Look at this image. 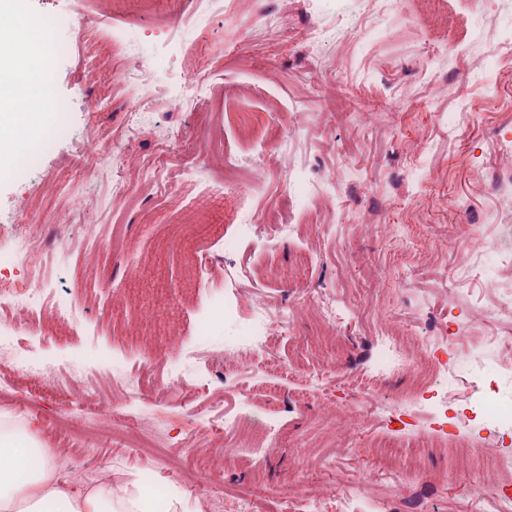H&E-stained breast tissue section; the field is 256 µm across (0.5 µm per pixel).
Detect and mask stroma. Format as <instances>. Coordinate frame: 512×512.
Segmentation results:
<instances>
[{
    "mask_svg": "<svg viewBox=\"0 0 512 512\" xmlns=\"http://www.w3.org/2000/svg\"><path fill=\"white\" fill-rule=\"evenodd\" d=\"M79 42L53 77L66 99L73 137L46 152L22 179L0 177V245L6 218L47 241L43 288L71 299L70 324L9 323L5 330L28 362L62 375L65 389L34 384L21 372L0 376V415L56 451L64 484L149 478L160 490L180 487L188 512H235L238 497L253 512H302L303 496L323 512L386 499L398 512H493L498 490L491 473L451 448H418L408 429L392 422L418 389L414 371L386 378L385 393L370 400L360 385L372 359L370 339L379 320L433 333L468 327L456 347L471 364L460 388L473 447L512 469V432L487 425L469 403L472 386L512 408V375L494 371L512 317L494 311L488 272L468 242L496 244L512 225V0H487L467 9L463 0H436L441 16L457 23V52L446 28L417 19L418 0L401 11L384 0H214L217 15L186 41L187 0H75ZM364 25L378 34L359 38ZM150 61L156 92L136 139H128V112L115 72L127 82ZM211 80L207 105L172 110L174 87L187 69ZM101 103L88 113L86 103ZM127 148L114 172L129 191L117 206L86 215L61 186L82 183L89 199L109 197L111 186L81 169L76 151L86 143ZM243 166L245 193L205 194L224 178L227 160ZM259 227L243 247L225 253L219 237L244 217ZM207 225L195 240L209 258L198 280L173 242L160 240L178 224ZM281 224L296 225L291 234ZM405 225L421 245L414 259L385 246L394 225ZM99 244L84 265L86 245ZM254 276L239 280L240 268ZM235 281L240 316L262 296L275 312L270 359L237 375L213 349L224 326L200 334L202 316ZM350 308L331 331L316 299ZM167 318L178 342L198 348L208 385L187 376L176 392L161 394L169 354L150 327ZM95 404L96 417L77 420L63 405ZM136 406L162 439L139 444L125 404ZM248 406L278 417L267 443L250 435L202 433L197 416L220 419L224 409ZM394 438L399 462L376 449ZM211 455L202 468L194 449ZM168 456L171 469L154 466Z\"/></svg>",
    "mask_w": 512,
    "mask_h": 512,
    "instance_id": "stroma-1",
    "label": "stroma"
}]
</instances>
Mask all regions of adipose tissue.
Segmentation results:
<instances>
[{"instance_id": "adipose-tissue-1", "label": "adipose tissue", "mask_w": 512, "mask_h": 512, "mask_svg": "<svg viewBox=\"0 0 512 512\" xmlns=\"http://www.w3.org/2000/svg\"><path fill=\"white\" fill-rule=\"evenodd\" d=\"M35 468H26L28 459ZM59 512H182L184 501L172 492L165 510H158L149 492L131 483H102L73 490L55 476L51 449L41 447L12 425L0 424V512H46L48 503Z\"/></svg>"}]
</instances>
